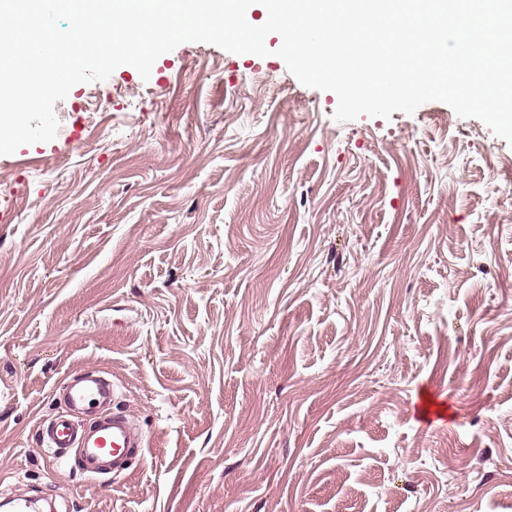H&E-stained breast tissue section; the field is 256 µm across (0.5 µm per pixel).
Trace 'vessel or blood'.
Here are the masks:
<instances>
[{
	"instance_id": "vessel-or-blood-1",
	"label": "vessel or blood",
	"mask_w": 512,
	"mask_h": 512,
	"mask_svg": "<svg viewBox=\"0 0 512 512\" xmlns=\"http://www.w3.org/2000/svg\"><path fill=\"white\" fill-rule=\"evenodd\" d=\"M115 397L112 382L91 372L66 383L62 412L39 428L41 442L55 461L74 458L82 472L95 477L123 472L132 454L146 445L144 434L130 418L115 411L100 416L87 429L73 418L74 413Z\"/></svg>"
}]
</instances>
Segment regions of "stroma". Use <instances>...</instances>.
<instances>
[{"label": "stroma", "instance_id": "stroma-1", "mask_svg": "<svg viewBox=\"0 0 512 512\" xmlns=\"http://www.w3.org/2000/svg\"><path fill=\"white\" fill-rule=\"evenodd\" d=\"M280 45L120 66L0 157V500L512 512V145L441 101L337 122ZM85 371L147 440L109 481L39 442Z\"/></svg>", "mask_w": 512, "mask_h": 512}]
</instances>
